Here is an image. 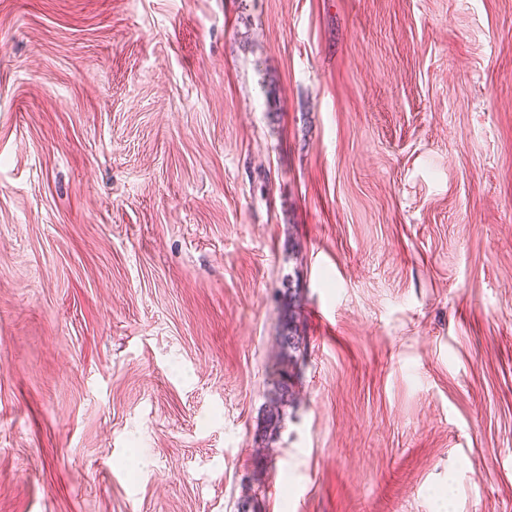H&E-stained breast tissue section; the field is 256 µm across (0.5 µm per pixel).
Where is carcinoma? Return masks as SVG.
I'll return each mask as SVG.
<instances>
[{
	"mask_svg": "<svg viewBox=\"0 0 512 512\" xmlns=\"http://www.w3.org/2000/svg\"><path fill=\"white\" fill-rule=\"evenodd\" d=\"M280 310V328L277 336L278 380L270 392L268 409L263 418L261 441L269 442L277 436L285 415V408L296 401L295 378L299 377L307 352V341L303 335L301 309L302 295L290 284L277 292Z\"/></svg>",
	"mask_w": 512,
	"mask_h": 512,
	"instance_id": "obj_1",
	"label": "carcinoma"
}]
</instances>
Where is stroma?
Here are the masks:
<instances>
[{
    "label": "stroma",
    "mask_w": 512,
    "mask_h": 512,
    "mask_svg": "<svg viewBox=\"0 0 512 512\" xmlns=\"http://www.w3.org/2000/svg\"><path fill=\"white\" fill-rule=\"evenodd\" d=\"M247 487L512 512V0H0V512ZM280 310V328L277 336L278 359L276 362L278 380L270 392L268 409L263 418L262 443L277 436L285 408L296 401L295 378H299L307 352V341L303 335L301 309L302 295L291 283L283 285L277 292Z\"/></svg>",
    "instance_id": "1"
}]
</instances>
